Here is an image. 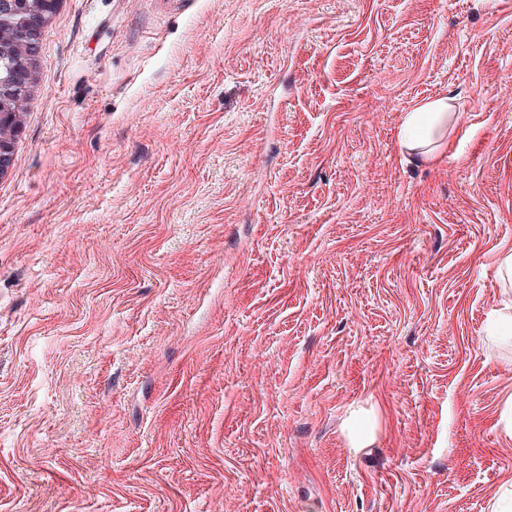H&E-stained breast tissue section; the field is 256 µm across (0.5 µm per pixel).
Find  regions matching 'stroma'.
Returning a JSON list of instances; mask_svg holds the SVG:
<instances>
[{
	"label": "stroma",
	"mask_w": 512,
	"mask_h": 512,
	"mask_svg": "<svg viewBox=\"0 0 512 512\" xmlns=\"http://www.w3.org/2000/svg\"><path fill=\"white\" fill-rule=\"evenodd\" d=\"M31 92L0 512H493L512 0H60ZM448 99L440 97L416 106L404 114L400 141L408 151L424 158L433 155L434 145L448 133ZM348 429L352 446L361 448L372 436L373 422L369 417L363 416L360 411H353L349 417Z\"/></svg>",
	"instance_id": "1"
}]
</instances>
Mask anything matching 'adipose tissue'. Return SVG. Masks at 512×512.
<instances>
[{"mask_svg":"<svg viewBox=\"0 0 512 512\" xmlns=\"http://www.w3.org/2000/svg\"><path fill=\"white\" fill-rule=\"evenodd\" d=\"M448 100L440 97L406 112L400 128V141L408 151L430 157L448 131Z\"/></svg>","mask_w":512,"mask_h":512,"instance_id":"1","label":"adipose tissue"}]
</instances>
